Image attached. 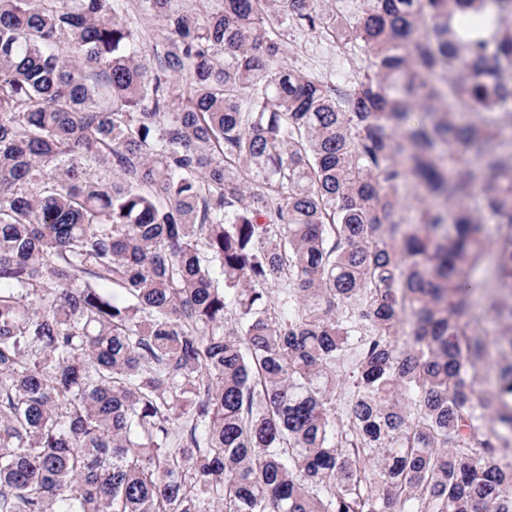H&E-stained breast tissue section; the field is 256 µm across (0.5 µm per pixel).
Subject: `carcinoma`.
<instances>
[{
	"label": "carcinoma",
	"mask_w": 512,
	"mask_h": 512,
	"mask_svg": "<svg viewBox=\"0 0 512 512\" xmlns=\"http://www.w3.org/2000/svg\"><path fill=\"white\" fill-rule=\"evenodd\" d=\"M127 14L0 0V512H512V0ZM319 44L316 38L311 35H288L285 44V53L283 56L284 64L298 70H306L308 68L326 67L330 65V57L334 58L330 52L316 55L312 52L313 47Z\"/></svg>",
	"instance_id": "obj_1"
}]
</instances>
